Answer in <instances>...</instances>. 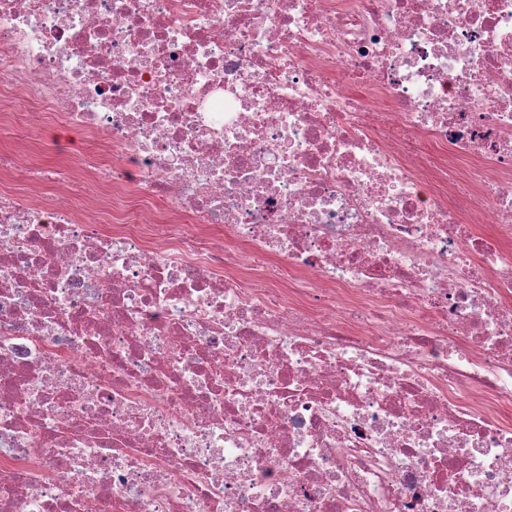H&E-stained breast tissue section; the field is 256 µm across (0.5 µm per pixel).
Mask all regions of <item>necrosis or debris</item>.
I'll return each instance as SVG.
<instances>
[{"label": "necrosis or debris", "mask_w": 512, "mask_h": 512, "mask_svg": "<svg viewBox=\"0 0 512 512\" xmlns=\"http://www.w3.org/2000/svg\"><path fill=\"white\" fill-rule=\"evenodd\" d=\"M0 512H512V0H0ZM88 136L75 128L67 127L54 120H48L43 125L32 129L28 142L20 143L4 135L0 147L4 149L24 148L29 150L36 160H55L66 154H78L86 149Z\"/></svg>", "instance_id": "1"}]
</instances>
